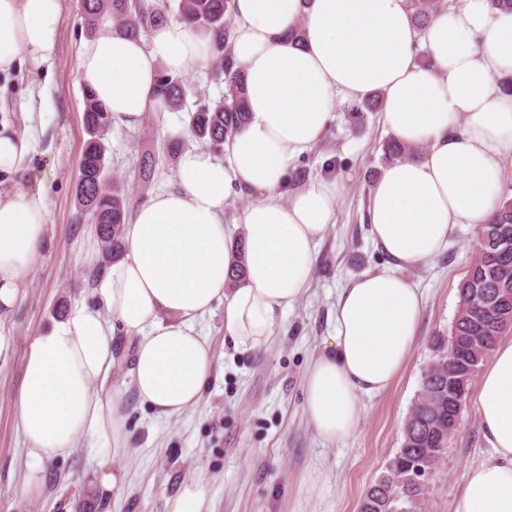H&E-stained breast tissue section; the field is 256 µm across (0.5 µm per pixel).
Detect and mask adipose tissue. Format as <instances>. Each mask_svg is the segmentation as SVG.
Returning a JSON list of instances; mask_svg holds the SVG:
<instances>
[{
	"instance_id": "adipose-tissue-1",
	"label": "adipose tissue",
	"mask_w": 512,
	"mask_h": 512,
	"mask_svg": "<svg viewBox=\"0 0 512 512\" xmlns=\"http://www.w3.org/2000/svg\"><path fill=\"white\" fill-rule=\"evenodd\" d=\"M61 2L0 0V75L51 63ZM231 12L249 120L221 155L179 158L175 189L130 212L117 261L99 267L96 246L86 247L100 307L80 305L32 337L24 360L16 411L35 455L63 456L88 438L112 457L124 453V391L102 390L117 366L115 331L131 343L133 391L165 419L196 406L215 371L198 328L215 306L236 350L269 342L306 294L317 248L336 222V177H292L337 113L380 94L392 138L427 151L377 179L368 223L390 263L340 290L335 333L306 369L305 416L324 443L354 433L363 397L391 385L418 340L424 297L404 269L440 255L461 225L481 228L498 207L512 155V96L500 86L512 78V11L455 0L422 28L408 0H232ZM298 24L304 35L294 41ZM212 55L208 39L171 19L146 39L110 31L86 42L77 74L114 124L134 128L157 107L161 71L204 69ZM30 151L29 136L1 112L0 181L14 186L0 198V310L15 306L22 280L52 245L44 189L16 180ZM233 191L252 201L231 226L224 201ZM238 232L245 272L234 285ZM474 399L489 454L467 467L452 512H512V339L497 341Z\"/></svg>"
}]
</instances>
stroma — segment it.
<instances>
[{
  "label": "stroma",
  "mask_w": 512,
  "mask_h": 512,
  "mask_svg": "<svg viewBox=\"0 0 512 512\" xmlns=\"http://www.w3.org/2000/svg\"><path fill=\"white\" fill-rule=\"evenodd\" d=\"M57 55L42 97L29 99L28 74L7 81L9 112L36 111L30 133L33 151L24 175L44 185L52 248L24 283L17 307L0 318V512H165V499L187 481L206 482V512H358L362 495L385 470L402 441V425L434 356L437 336L447 335L456 315L458 284L468 269L477 233L460 227L437 257L406 269L425 296L419 340L408 362L384 392L363 398L354 434L324 444L305 420L303 378L310 359L333 336L336 296L351 277L383 268L388 259L369 235L367 208L388 138L379 113L364 121L340 113L322 142L299 160L295 181L333 172L344 191L336 222L321 243L307 293L279 320L270 345L241 353L224 336V308L215 306L199 327L215 350V376L202 401L167 420L127 391L123 414L130 447L117 467L126 472L120 499L96 491V475L107 452L103 443L83 441L66 456L32 455L18 425L16 403L31 336L78 305H96V285L82 263L81 244L94 234L90 217L75 197L83 143L84 100L77 55L92 40L79 0H62ZM187 111L173 112L168 125L135 129L110 126L104 140L110 176L127 186L133 204L141 194L139 159L152 148L157 160L155 190L173 187L175 161L167 147L199 149L187 132ZM486 445L472 400L429 483L427 512H452L465 469L481 459ZM316 483L308 493V483Z\"/></svg>",
  "instance_id": "35a3bbf8"
}]
</instances>
